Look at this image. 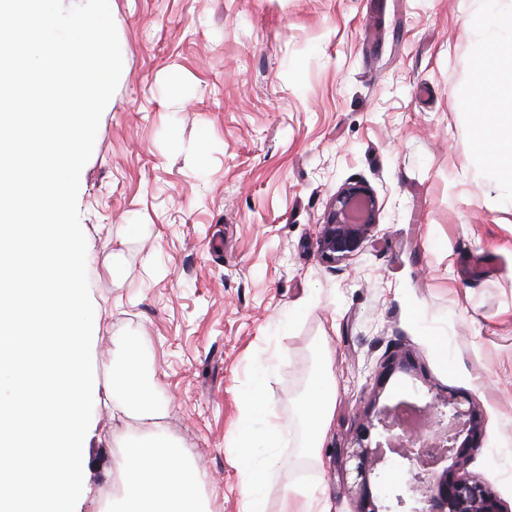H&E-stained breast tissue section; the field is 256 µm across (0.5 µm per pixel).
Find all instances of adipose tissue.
Instances as JSON below:
<instances>
[{"label":"adipose tissue","mask_w":512,"mask_h":512,"mask_svg":"<svg viewBox=\"0 0 512 512\" xmlns=\"http://www.w3.org/2000/svg\"><path fill=\"white\" fill-rule=\"evenodd\" d=\"M478 104L480 112L491 115L485 137L491 147L490 162L512 186V119L501 121V106L512 104V68L480 65L464 89ZM331 351H323L319 370L306 389L302 408L307 422L304 445L310 452L321 447L336 406V381ZM127 512H204L199 479L185 453L163 444L151 447L127 446L112 459Z\"/></svg>","instance_id":"obj_1"}]
</instances>
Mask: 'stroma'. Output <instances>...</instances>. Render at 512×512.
Returning a JSON list of instances; mask_svg holds the SVG:
<instances>
[{
  "label": "stroma",
  "mask_w": 512,
  "mask_h": 512,
  "mask_svg": "<svg viewBox=\"0 0 512 512\" xmlns=\"http://www.w3.org/2000/svg\"><path fill=\"white\" fill-rule=\"evenodd\" d=\"M123 56L80 175L93 413L75 512H110L112 457L161 438L199 471L213 512H242V397L261 382L284 424L265 512L319 487L354 512L343 451L373 398L456 391L483 410L467 470L512 512V190L482 153L462 89L493 56L485 0H109ZM362 182L376 241L333 265L316 235L337 190ZM336 407L316 456L301 404L321 348ZM414 376L383 392L396 349ZM132 358L157 417H113ZM414 370V363L408 353H393L380 364L376 387L383 389L385 382L396 372L410 373Z\"/></svg>",
  "instance_id": "1"
}]
</instances>
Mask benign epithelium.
<instances>
[{"instance_id":"benign-epithelium-1","label":"benign epithelium","mask_w":512,"mask_h":512,"mask_svg":"<svg viewBox=\"0 0 512 512\" xmlns=\"http://www.w3.org/2000/svg\"><path fill=\"white\" fill-rule=\"evenodd\" d=\"M378 212L368 186L348 183L338 190L319 225L316 248L321 260L334 263L361 253L378 228ZM414 370L409 354L394 353L380 364L376 387L383 388L396 372ZM378 402L374 398L351 451L356 461L355 512H505L495 490L465 471L484 435L479 404L455 392L437 394L421 407L431 427L412 430L404 426L402 415L416 410L415 405L402 401L380 407ZM373 428L380 429V439L372 447L366 441ZM384 447L394 452L408 474L405 487L392 489L387 504L374 497L369 481L375 467L384 462Z\"/></svg>"}]
</instances>
